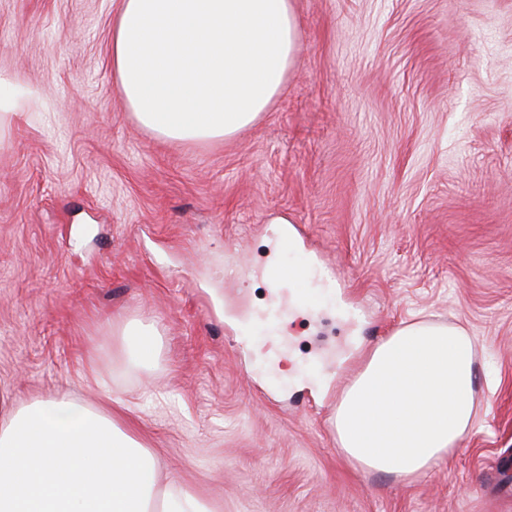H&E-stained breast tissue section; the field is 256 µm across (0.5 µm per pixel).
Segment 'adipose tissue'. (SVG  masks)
Listing matches in <instances>:
<instances>
[{
	"label": "adipose tissue",
	"mask_w": 512,
	"mask_h": 512,
	"mask_svg": "<svg viewBox=\"0 0 512 512\" xmlns=\"http://www.w3.org/2000/svg\"><path fill=\"white\" fill-rule=\"evenodd\" d=\"M294 0H121L112 26L117 89L138 122L175 142L239 135L278 96L299 52ZM37 92L0 73V116L23 117ZM131 368L150 369L159 331L126 323ZM473 340L415 320L375 345L332 417L344 459L410 479L455 454L477 406ZM0 512H213L164 473L116 416L65 398L0 415Z\"/></svg>",
	"instance_id": "1"
}]
</instances>
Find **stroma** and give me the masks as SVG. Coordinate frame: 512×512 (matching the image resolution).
I'll return each mask as SVG.
<instances>
[{"mask_svg": "<svg viewBox=\"0 0 512 512\" xmlns=\"http://www.w3.org/2000/svg\"><path fill=\"white\" fill-rule=\"evenodd\" d=\"M119 6L0 0V72L42 99L0 135V394L122 399L214 512H512V0H295L283 92L186 143L115 87ZM273 262L309 270L283 312ZM419 318L473 336L476 427L417 479L363 472L332 411ZM124 351L131 368L148 370L156 362L159 353L158 329L152 324L126 323L122 329Z\"/></svg>", "mask_w": 512, "mask_h": 512, "instance_id": "stroma-1", "label": "stroma"}]
</instances>
